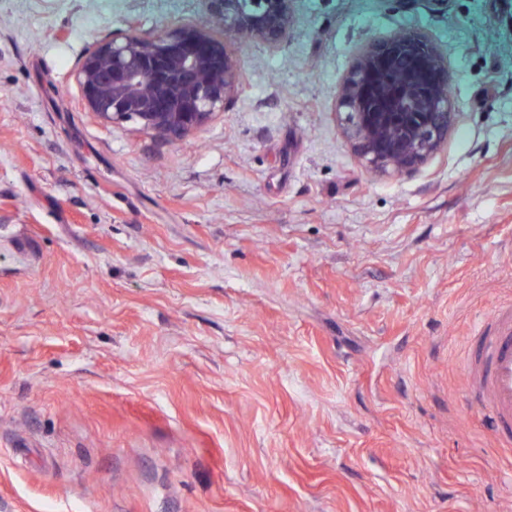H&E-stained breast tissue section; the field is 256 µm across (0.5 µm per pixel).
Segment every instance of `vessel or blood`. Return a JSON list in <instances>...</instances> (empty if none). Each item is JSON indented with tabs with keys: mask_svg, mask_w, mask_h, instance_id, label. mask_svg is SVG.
<instances>
[{
	"mask_svg": "<svg viewBox=\"0 0 512 512\" xmlns=\"http://www.w3.org/2000/svg\"><path fill=\"white\" fill-rule=\"evenodd\" d=\"M466 391L512 439V305L497 307L467 366Z\"/></svg>",
	"mask_w": 512,
	"mask_h": 512,
	"instance_id": "b4317fda",
	"label": "vessel or blood"
}]
</instances>
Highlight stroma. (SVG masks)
<instances>
[{
    "label": "stroma",
    "mask_w": 512,
    "mask_h": 512,
    "mask_svg": "<svg viewBox=\"0 0 512 512\" xmlns=\"http://www.w3.org/2000/svg\"><path fill=\"white\" fill-rule=\"evenodd\" d=\"M204 0H0V512H512L468 400L512 302V0H295L239 91L168 141L78 103L128 16ZM437 41L459 112L419 169L365 167L357 52Z\"/></svg>",
    "instance_id": "obj_1"
}]
</instances>
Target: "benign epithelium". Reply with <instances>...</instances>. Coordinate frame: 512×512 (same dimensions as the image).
<instances>
[{
	"mask_svg": "<svg viewBox=\"0 0 512 512\" xmlns=\"http://www.w3.org/2000/svg\"><path fill=\"white\" fill-rule=\"evenodd\" d=\"M209 22L145 35L125 33L82 58V105L112 125L133 120L178 140L206 126L242 84L225 38L275 47L288 38L293 0H206ZM343 136L380 173L421 167L444 147L458 113L448 65L426 34L401 31L360 50L337 92Z\"/></svg>",
	"mask_w": 512,
	"mask_h": 512,
	"instance_id": "benign-epithelium-1",
	"label": "benign epithelium"
}]
</instances>
